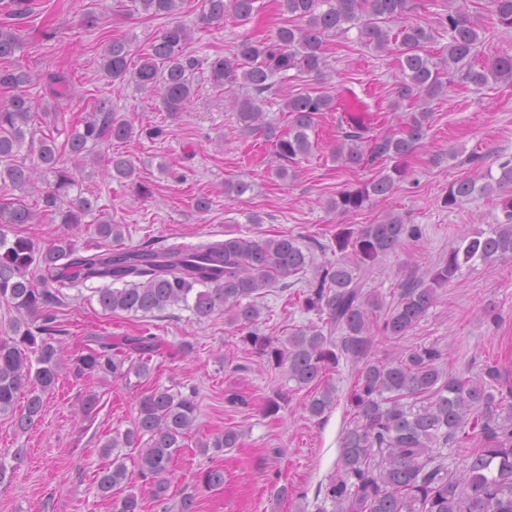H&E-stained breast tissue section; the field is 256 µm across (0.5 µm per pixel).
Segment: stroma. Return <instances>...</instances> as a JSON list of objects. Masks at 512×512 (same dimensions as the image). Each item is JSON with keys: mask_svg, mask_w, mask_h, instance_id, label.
Returning <instances> with one entry per match:
<instances>
[{"mask_svg": "<svg viewBox=\"0 0 512 512\" xmlns=\"http://www.w3.org/2000/svg\"><path fill=\"white\" fill-rule=\"evenodd\" d=\"M259 2L260 11L248 24L229 17L222 25L206 26L198 22L201 0H184L179 19L193 30L189 52L203 60L229 53L243 36L274 35L282 21L278 4ZM29 5L32 17L16 24L24 66L35 75L62 68L74 73L71 116L84 115L97 98L111 97L118 116L139 131L121 150L131 155L136 175L150 193L135 194L130 186L112 181L104 163L92 162L85 165L80 186L86 196L96 197L98 213L75 227L44 217L13 226L15 234L43 246L65 237L79 246L98 241L106 248H130L149 238L195 244L286 234L312 246L319 267L336 259L328 245L337 225L374 224L392 212L405 223L419 225L422 235L404 240L365 276L366 290L387 309L395 305L405 283L427 280L449 246L489 230L503 217L498 191L452 210L442 200L452 183L499 175L500 162L512 157V84L492 82L478 88L453 80L430 103V128L406 158L407 175L394 194L361 212L342 215L329 209L330 200L376 178L381 170L338 167L331 148L340 113L321 115L310 134L315 149L295 164L294 178L280 180L271 142L241 132L230 107L232 91L215 87L207 74H199L187 112L176 119L135 86L115 90L107 84L100 71L103 44L120 38L132 51H140L164 19L127 17L119 0H29ZM47 20L54 23L55 37L42 34ZM327 58L323 80L306 74L288 78L280 85L281 98L314 87L331 94L350 89L370 104L376 131L402 127L410 108L392 107L399 75L394 57L364 48L353 29L328 38ZM149 128L157 129L158 137L148 138ZM240 177L251 182V191L225 195V181ZM201 195L211 199L209 211L196 209L195 199ZM101 217L121 225V240L99 238L96 222ZM303 291L300 283L265 289L256 300L263 333L281 340L314 321V313L302 307ZM68 295L66 305L57 310L59 323L69 332L64 356L76 354L93 336L118 343L145 331L161 337L162 346L149 363L150 379H77L65 368L54 392L46 395L34 428L20 432L11 417L0 416V453L24 451L10 485L0 488V512H112L94 482L108 463L101 446L130 428L138 397L157 386L184 393L197 387L200 404L196 427L166 475V504H178L191 494L199 502L198 512H319V487L336 470L351 420L349 395L356 375L351 362L343 360L327 370L324 383L334 388L336 403L324 417L314 418L307 410L313 388H297L268 365L242 342L223 312L202 320L181 306L147 315L111 313L90 290L73 288ZM186 343L191 353L182 352ZM424 344L441 349L443 368L456 375H475L492 360L512 357V260L464 267L407 336L377 339L374 356L390 359ZM90 394L97 396L98 406L88 414L83 400ZM227 428L239 432L238 447L204 454L201 442ZM212 465L223 468L224 483L207 490L198 485L197 475ZM283 486L288 496L281 499L277 490Z\"/></svg>", "mask_w": 512, "mask_h": 512, "instance_id": "1", "label": "stroma"}]
</instances>
